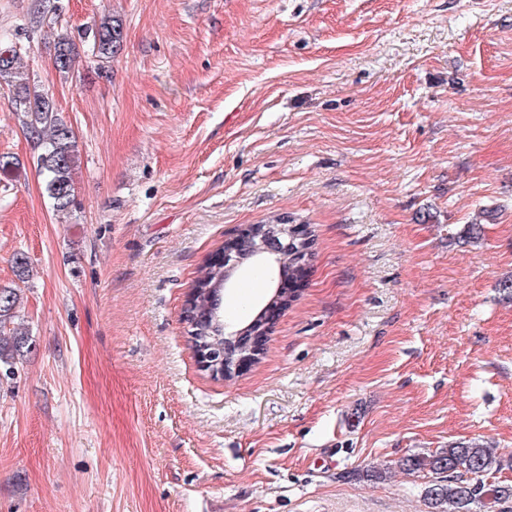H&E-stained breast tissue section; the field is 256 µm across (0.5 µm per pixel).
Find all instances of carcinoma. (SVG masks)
<instances>
[{
  "instance_id": "carcinoma-1",
  "label": "carcinoma",
  "mask_w": 512,
  "mask_h": 512,
  "mask_svg": "<svg viewBox=\"0 0 512 512\" xmlns=\"http://www.w3.org/2000/svg\"><path fill=\"white\" fill-rule=\"evenodd\" d=\"M123 42L122 24L110 15L95 24L92 51L100 59H109ZM80 56L77 42L68 33L55 38L54 67L62 73L71 71ZM19 53L15 46L0 44V85L11 92V104L21 116L23 130L37 152L36 163L45 191L59 214L69 212L75 201V175L79 162L77 135L60 112L52 97L36 90L29 77L18 66ZM283 224L276 217L266 224H251L238 237L237 255L251 258L264 234H270ZM288 241V249L279 255L282 269L293 278L302 265L297 261L300 251H312L313 239L302 225H288V233L279 234ZM225 264L213 260L201 271L194 283L193 306L184 308L186 317L199 327L213 320V310L206 298L207 290L224 286ZM21 305L19 289L0 287V365L12 366L26 358L34 348V340L23 324L18 322ZM494 463L492 449L476 442L457 444L431 455H409L399 461L405 471L427 470L433 474L425 497L435 512H469V506L486 499L493 503L512 499V484L488 485L485 474Z\"/></svg>"
}]
</instances>
